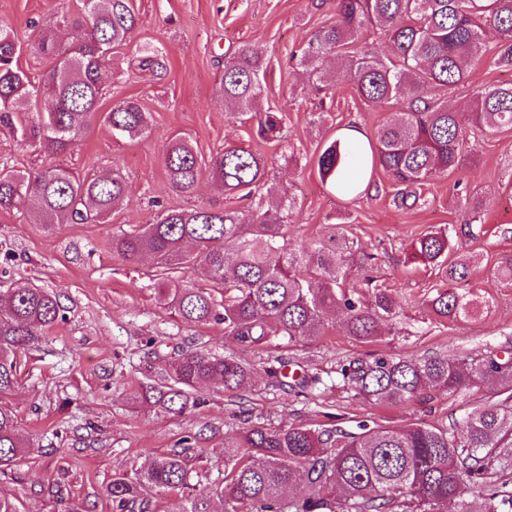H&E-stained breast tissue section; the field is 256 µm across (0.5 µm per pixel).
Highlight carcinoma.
Instances as JSON below:
<instances>
[{"instance_id":"1","label":"carcinoma","mask_w":512,"mask_h":512,"mask_svg":"<svg viewBox=\"0 0 512 512\" xmlns=\"http://www.w3.org/2000/svg\"><path fill=\"white\" fill-rule=\"evenodd\" d=\"M131 0H80L69 24L80 32L71 46L49 35L42 52L57 59L39 86L17 65L22 46L5 20H0V126L39 149L60 154L73 148L101 118L116 137L134 140L149 128L147 113L132 100L99 112L104 71L112 66V50L126 44L138 26ZM389 36L393 56L353 55L348 47L365 24ZM499 37L493 64L512 67V0H336V21L317 30L295 59L307 77L320 70L324 58L338 61L341 77L358 95L373 103L396 101L402 108L379 126L375 144L365 146L336 138L318 156L317 168L340 196L360 193L366 179L380 169L399 186L402 200L411 188L437 174L472 165L465 143L512 128V84L477 87L465 111L448 104L445 91L466 81L470 66L482 53L487 32ZM138 66L161 78L165 56L145 45ZM266 76L263 59L248 46L224 55L218 92L224 112L236 119L257 115V135L282 137L276 112L258 110ZM49 98V110L35 122L19 119L30 102ZM165 169L172 187L194 192L209 176L226 197L249 201L245 210L223 207L164 208L152 224L134 226L112 237V252L134 261L152 257L165 273L161 299L184 324L224 325V335L241 347L259 349L274 341L293 342L314 336L326 316L344 313L347 335L372 342L396 315L389 289L365 279L372 302L365 304L344 288L357 255L372 260L347 234L344 225L297 252L288 248L286 232L295 198L269 183L259 153L230 147L202 163L191 141L168 140ZM126 185L116 169L83 179L66 167L34 174L0 171V211L27 209L48 228L58 224H96L111 214ZM457 232L443 226L411 244L408 259L438 271L444 287L426 301L431 315L454 321L477 311L474 300L453 283L466 278L469 260H449ZM208 269L212 284L222 287L219 305L212 289L170 275L173 268ZM64 310L51 292L19 282L0 292V470L25 456L27 442L16 413L1 404L17 387L21 357L60 321ZM286 361L276 357L265 367L267 385H283ZM169 383L151 386L144 399L170 412L188 405L191 390L220 386L237 392L253 379L245 360L202 350L181 353L172 363ZM343 385L373 405L404 406L434 389L455 392L476 380L499 384L482 408L442 427L411 423L400 427L358 425L342 428H266L248 425L224 441V485L211 495L190 490L185 440L182 450L157 456L129 476L115 474L107 487L121 512H149L148 488L187 494L185 512H213V497L224 512H443L448 501L458 512H499L512 507V495L494 464L512 459V356L505 358L425 355L352 360L340 369ZM478 488L480 506L467 495Z\"/></svg>"}]
</instances>
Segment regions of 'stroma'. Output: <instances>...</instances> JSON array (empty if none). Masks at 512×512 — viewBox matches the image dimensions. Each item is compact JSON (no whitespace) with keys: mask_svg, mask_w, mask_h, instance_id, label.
Wrapping results in <instances>:
<instances>
[{"mask_svg":"<svg viewBox=\"0 0 512 512\" xmlns=\"http://www.w3.org/2000/svg\"><path fill=\"white\" fill-rule=\"evenodd\" d=\"M79 0H0L23 46L20 67L32 82L51 70V56L37 45L48 33L75 43L64 21ZM140 17L131 42L114 53L101 111L120 99L136 100L150 118L143 136L124 139L96 123L75 147L49 154L0 130V169L37 172L67 167L96 177L120 169L127 185L123 202L100 224H59L46 228L28 211H0V289L30 281L52 292L66 310L46 341L29 352L10 400L31 451L0 472V494L19 512H114L107 486L116 473H133L153 456L197 437L201 460L191 463L190 482L213 490L224 482V442L245 422L268 428L341 426L359 422L384 427L409 423L439 426L482 407L497 390L488 380L456 393L438 390L405 406L367 405L343 386L339 369L352 359L397 355L483 356L512 343V283L494 269L512 255V129L469 141L474 162L468 169L429 179L418 188L420 201L402 203L394 183L375 172L366 190L344 198L323 183L316 161L323 148L348 129L364 136L396 111V102L369 103L346 80L322 92L294 71L292 54L312 34L335 20L334 0H133ZM144 44L167 58L163 78L137 68ZM497 40L488 37L487 55ZM247 45L262 56L267 74L259 105L282 119L283 139L270 143L256 134L255 120L227 118L218 92L219 59ZM477 62L468 82L447 92L450 102L467 103L475 87L512 82V69ZM189 138L203 159L231 146L265 156L270 179L295 197L288 237L300 249L324 235L329 225H347L373 259L353 267L346 287L364 276L389 288L397 316L371 343L347 336L341 315L320 335L241 351L220 324L189 326L174 320L158 293L162 275L149 258L122 259L112 237L132 225L153 223L159 206L192 209L235 207L203 178L186 196L173 189L164 166L170 137ZM442 225L456 228L461 254L475 256L462 283L480 306L477 315L457 321L431 317L426 301L441 282L423 266L408 262L409 245ZM186 350L239 355L253 367L256 384L230 394L202 390L203 402L173 414L134 394L168 379L169 362ZM288 359L287 376H318L317 388L300 393L268 387V359Z\"/></svg>","mask_w":512,"mask_h":512,"instance_id":"stroma-1","label":"stroma"}]
</instances>
